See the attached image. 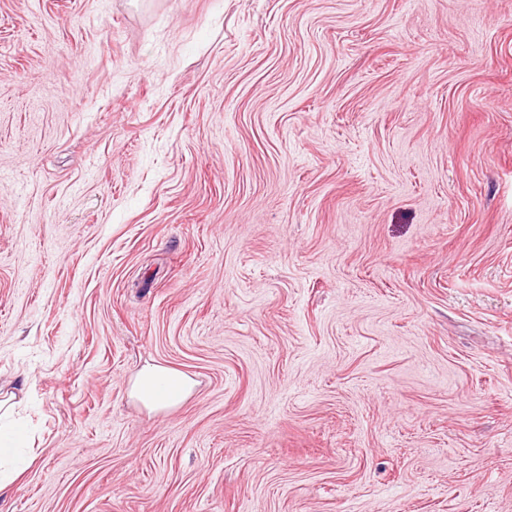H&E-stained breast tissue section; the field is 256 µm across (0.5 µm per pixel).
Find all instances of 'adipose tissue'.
I'll return each mask as SVG.
<instances>
[{"instance_id":"ef3b65f1","label":"adipose tissue","mask_w":512,"mask_h":512,"mask_svg":"<svg viewBox=\"0 0 512 512\" xmlns=\"http://www.w3.org/2000/svg\"><path fill=\"white\" fill-rule=\"evenodd\" d=\"M193 386V380L182 371L149 365L135 376L131 383V394L145 408L165 411L178 406Z\"/></svg>"}]
</instances>
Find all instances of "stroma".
Listing matches in <instances>:
<instances>
[{"instance_id":"35a3bbf8","label":"stroma","mask_w":512,"mask_h":512,"mask_svg":"<svg viewBox=\"0 0 512 512\" xmlns=\"http://www.w3.org/2000/svg\"><path fill=\"white\" fill-rule=\"evenodd\" d=\"M0 391V512H512V0H0ZM193 386V380L182 371L149 365L135 376L131 383V395L151 411H165L178 406ZM12 402L11 398L3 401L0 399V491L13 484L20 475L17 469L5 465V462L2 464V454L6 453L8 448L7 442L16 434L15 425L11 420V410L15 404Z\"/></svg>"}]
</instances>
